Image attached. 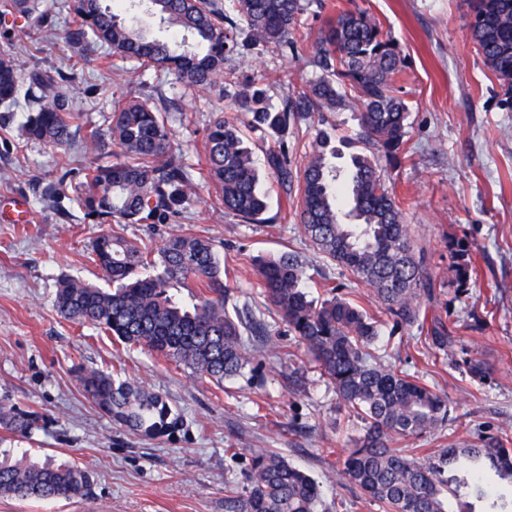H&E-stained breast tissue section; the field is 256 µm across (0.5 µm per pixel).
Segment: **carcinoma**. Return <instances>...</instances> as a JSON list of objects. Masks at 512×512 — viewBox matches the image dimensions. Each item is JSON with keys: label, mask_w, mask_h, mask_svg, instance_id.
Segmentation results:
<instances>
[{"label": "carcinoma", "mask_w": 512, "mask_h": 512, "mask_svg": "<svg viewBox=\"0 0 512 512\" xmlns=\"http://www.w3.org/2000/svg\"><path fill=\"white\" fill-rule=\"evenodd\" d=\"M147 2L146 12L179 27V38H159L128 24L104 0H73L77 26L61 34L83 52L102 45L111 56L133 59L145 70L171 71L188 87L202 90L224 81V97L234 113L212 121L199 177L216 191L217 205L241 224L267 223L268 195L259 186L248 133H285L314 115L346 105L340 88L350 86L361 104L360 135L375 157L355 156L344 187L336 189V167L329 157L330 134L318 130L303 166L292 169L288 142L266 152L270 173L297 187L296 210L302 232L326 262L368 287L396 326H424L422 298L429 276L416 255L401 206L386 188L379 159L399 158L407 135V106L396 96V77L404 59L379 23L366 12L345 8L321 32L313 57L320 75L305 82L293 101L279 109L252 80L242 82L226 70L239 48H287L300 55L293 35L303 16L320 0H128ZM467 37L484 65L512 89V0H469ZM0 10L32 16L42 23L38 0H0ZM247 39L240 41L241 33ZM23 73L18 60L0 55V103L14 101ZM60 74L32 71L29 89L37 90V107L24 124L27 138L62 150L59 181L46 187L54 197L71 172L63 149L72 120L80 110L61 92ZM248 116L242 121L239 114ZM166 111L148 99L124 98L113 105L106 133H89L91 150L109 139L115 160H95L84 168L77 201L86 215L111 222L93 241L89 259L111 289L80 279L58 282L59 313L78 325H90L126 344L140 345L196 376L222 385L256 373L250 337L271 344L258 322L247 323L226 310L229 289L224 270L208 238L183 232L155 248L125 237L127 224H154L183 212L193 181L181 153L175 151ZM261 294L273 305L308 360L334 387L340 403L365 421L355 447L338 460V473L385 512H474L469 499L486 504V512H512V493H497L484 483L492 474L512 485V448L498 437L479 445L440 449L428 460H415L397 444L448 425V397L417 377L371 359L368 346L380 336V323L352 298L336 289L323 300L310 297L295 253L253 259ZM187 296H181V290ZM431 340L439 347L453 342L433 319ZM79 383L113 421L149 437L171 434L179 423L165 398L145 387L95 370L83 371ZM43 415L21 411L0 401V431L18 438L40 428ZM89 471L70 462L42 460L22 449L0 450V494L26 499L86 498ZM226 512H324L319 483L264 448L251 452L242 482L224 497Z\"/></svg>", "instance_id": "carcinoma-1"}]
</instances>
